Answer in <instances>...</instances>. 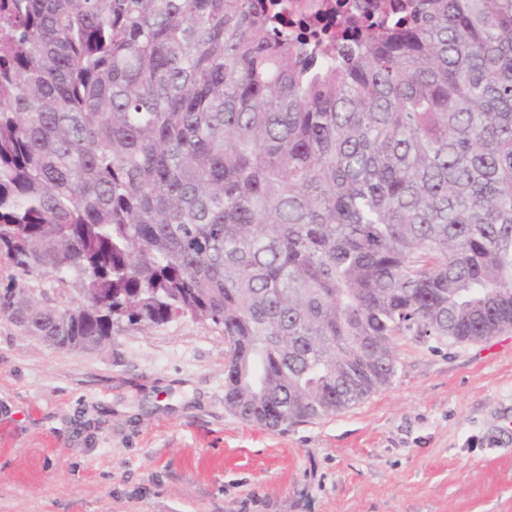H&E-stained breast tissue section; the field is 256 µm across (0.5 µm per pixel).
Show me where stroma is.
<instances>
[{
  "label": "stroma",
  "instance_id": "stroma-1",
  "mask_svg": "<svg viewBox=\"0 0 512 512\" xmlns=\"http://www.w3.org/2000/svg\"><path fill=\"white\" fill-rule=\"evenodd\" d=\"M396 349L388 387L271 430L225 410L211 322L65 350L0 316V512H512V333Z\"/></svg>",
  "mask_w": 512,
  "mask_h": 512
}]
</instances>
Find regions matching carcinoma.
<instances>
[{
  "label": "carcinoma",
  "mask_w": 512,
  "mask_h": 512,
  "mask_svg": "<svg viewBox=\"0 0 512 512\" xmlns=\"http://www.w3.org/2000/svg\"><path fill=\"white\" fill-rule=\"evenodd\" d=\"M285 13L0 0V314L70 348L209 320L269 429L390 385L401 336L512 331V0ZM31 286L38 288L47 298L52 300V305L59 307L70 305V303L78 299V292L71 282L63 285L58 284L54 280L42 278L40 281L33 282Z\"/></svg>",
  "instance_id": "obj_1"
}]
</instances>
